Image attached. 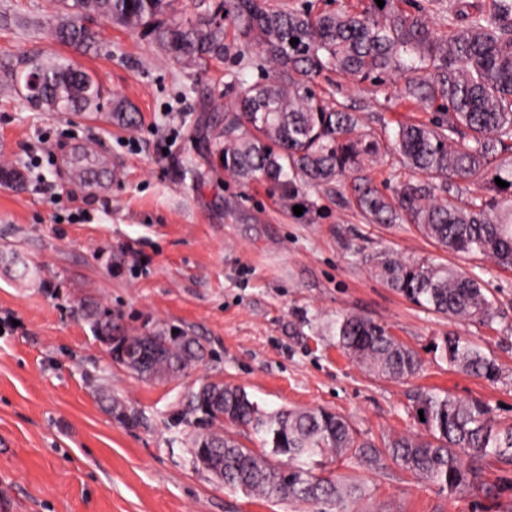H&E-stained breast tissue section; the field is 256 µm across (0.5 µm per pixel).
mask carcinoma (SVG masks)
<instances>
[{
    "instance_id": "obj_1",
    "label": "carcinoma",
    "mask_w": 512,
    "mask_h": 512,
    "mask_svg": "<svg viewBox=\"0 0 512 512\" xmlns=\"http://www.w3.org/2000/svg\"><path fill=\"white\" fill-rule=\"evenodd\" d=\"M398 0H384L359 13L272 8L267 0H233L239 40L258 46L276 68L271 81L241 87L236 110L224 115V171L241 179L262 178L285 202L304 186L332 183L349 176L356 183V205L370 221L411 224L422 235L454 253L478 252L512 269V166L491 168L499 148L512 149V0H494L490 12L467 10L457 0L448 13V32L430 25L425 8L406 15ZM70 19L57 39L88 48L95 38L83 25L96 15L107 22L142 28L172 58L220 61L232 49L224 27L198 18L173 24L159 21L168 0H62ZM296 38L297 44H290ZM408 76L401 96L433 104L435 119L401 123L386 144L362 128L360 116L331 104L315 91L316 73L334 70L359 82H382L403 66ZM29 69L45 78L42 107L51 112H102L113 109L127 125L135 115L112 105L100 82L69 60L30 59ZM399 156L407 170L394 194L371 185L366 169L382 151ZM461 179L477 190L460 206L437 195V181ZM509 183L501 188L495 178ZM372 273L413 304L460 320L493 321L494 303L481 281L453 267L407 260L379 251L365 256ZM95 336H117L132 355L147 337L166 345L162 356L136 375L175 379L201 365L208 350L196 336L168 326L129 336L112 323L111 311L97 302L83 312ZM336 345L372 376L404 381L422 367L419 355L382 325L357 315L336 323ZM448 363L489 382L500 370L494 359L459 336H447L440 348ZM423 411L424 432L383 440L381 447L404 470L439 484L450 493L473 488L477 462L512 464V424H503L479 400L446 392L422 391L413 411ZM184 417L195 431L190 451L200 448L224 460V486L268 499L306 503L316 512L355 498L358 487L338 484L304 468L315 455L376 454V443L358 437L344 416L324 408L265 412L240 386L204 379L185 394ZM250 430L288 462L278 465L227 437L224 422Z\"/></svg>"
}]
</instances>
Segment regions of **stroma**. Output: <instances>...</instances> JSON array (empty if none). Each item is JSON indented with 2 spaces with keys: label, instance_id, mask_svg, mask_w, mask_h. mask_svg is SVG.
<instances>
[{
  "label": "stroma",
  "instance_id": "1",
  "mask_svg": "<svg viewBox=\"0 0 512 512\" xmlns=\"http://www.w3.org/2000/svg\"><path fill=\"white\" fill-rule=\"evenodd\" d=\"M64 18L57 0H0V165L27 174L23 185L0 183V512H310L225 488L194 463L180 412L202 378L243 387L267 411H336L376 441L420 432L412 406L422 388L482 401L512 422V270L448 253L413 225L368 222L351 179L304 188L286 206L263 182L225 174L218 135L234 89L267 77L255 45L187 64L142 31L93 18L94 47L76 51L55 38ZM36 54L94 72L137 124L30 105L13 74ZM403 84L399 71L377 86L333 71L314 80L381 139L436 116L402 100ZM383 250L478 277L496 301L493 322L411 303L365 264ZM87 301L132 335L168 325L200 337L208 359L180 379L138 380L95 339ZM347 314L415 350L420 376L378 379L346 357L336 322ZM449 335L495 359L498 380L449 365L438 350ZM130 411L138 424L123 420ZM308 466L360 485L344 512H512V465L484 467V488L452 494L386 456Z\"/></svg>",
  "mask_w": 512,
  "mask_h": 512
}]
</instances>
